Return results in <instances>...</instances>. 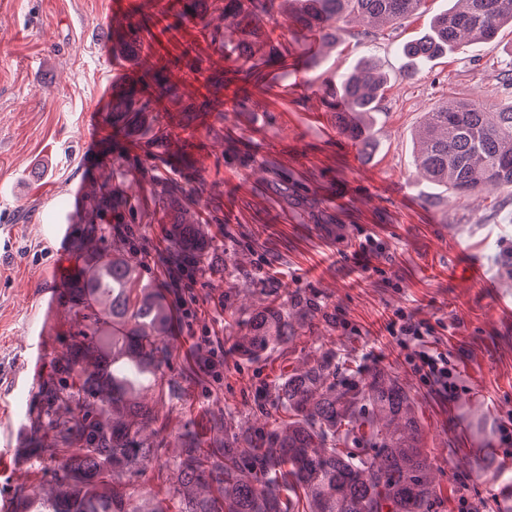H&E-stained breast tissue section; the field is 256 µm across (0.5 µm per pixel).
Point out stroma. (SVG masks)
Here are the masks:
<instances>
[{"label":"stroma","instance_id":"obj_1","mask_svg":"<svg viewBox=\"0 0 512 512\" xmlns=\"http://www.w3.org/2000/svg\"><path fill=\"white\" fill-rule=\"evenodd\" d=\"M132 2L0 0V512H16L19 486L50 477L28 459L27 448L38 386L75 330L63 287L79 231L70 200L100 174L110 129L89 124L86 115L108 114L112 80L124 70L112 59V20L129 17ZM169 4L153 0L158 24L143 62L192 45L206 70L182 77L180 92L198 103L216 95L224 100L223 138L202 123L171 130L195 144L197 168L188 172L187 186L206 187L198 211L208 214L217 203L224 212L228 275H197V305L212 306L229 290L254 299L257 279L271 274L289 291L314 294L345 325L315 319L302 341L265 361L225 356L223 390L188 387L182 409L167 417L166 439L177 441L216 406L250 408L256 382L319 348L361 364L375 352L383 366L404 373L393 339L377 333L383 314L401 306L435 327L461 372L463 391L448 407L415 378L407 380L440 470L437 512H457L462 495L482 503L481 512L512 507V446L501 445L497 433L498 419L512 414V187L447 194L419 180L412 164L414 131L435 104L474 100L491 110L512 104L502 86L512 64V27L495 41L414 70L402 47L428 31L448 0H427L364 44L365 24L352 17L316 66L261 67L240 106L210 81L211 73L235 69V56L213 54L201 22L174 23ZM361 60L387 76L369 157L337 130L322 103L326 85ZM267 158L287 169L288 196L262 174ZM363 232L390 246L374 260L382 275L370 280L340 256L345 239ZM141 247L145 281L176 301L181 286L158 261L168 247L161 225H142ZM469 259L478 262L484 284L457 274ZM53 294L58 309L49 321L43 299Z\"/></svg>","mask_w":512,"mask_h":512}]
</instances>
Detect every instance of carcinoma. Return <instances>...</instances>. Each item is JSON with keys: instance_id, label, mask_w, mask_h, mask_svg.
<instances>
[{"instance_id": "cac0c4a2", "label": "carcinoma", "mask_w": 512, "mask_h": 512, "mask_svg": "<svg viewBox=\"0 0 512 512\" xmlns=\"http://www.w3.org/2000/svg\"><path fill=\"white\" fill-rule=\"evenodd\" d=\"M426 0H174L181 19L200 18L213 51L236 54V74L247 84L262 63H285L271 34L287 20L298 38L336 42L338 23L352 14L383 28L417 13ZM512 24V0H454L430 32L403 46L414 63L450 50L495 39ZM146 25L112 26V57L135 62L151 48ZM189 50L156 71L130 72L112 85L107 124L112 146L103 179L84 192L76 250L84 270L64 283L75 308L76 330L67 354L55 360L39 386L42 405L30 458L50 469L51 488L23 485L16 512H433L439 470L424 439L415 397L396 372L361 365L338 379L332 351L316 352L262 388L256 409L266 417L255 427L250 414L219 407L207 425L171 448L161 438L160 409L183 403L199 381L191 363H178L168 341L169 305L143 282L137 224H162L170 267L187 281L205 268L224 275V212L199 215L182 182L157 173L159 163L186 159L193 144L176 143L158 114L185 126L200 120L211 134L224 133V103L185 102L174 74L202 70ZM385 77L362 62L328 87L324 103L339 132L372 147L370 119ZM417 176L436 188L467 195L487 184L512 186V105L491 111L475 101L449 100L425 114L413 136ZM269 181L288 193V173L262 162ZM154 171L149 193L135 191L131 175ZM117 224V234L106 225ZM258 300L242 314L231 296L222 299L232 318L231 351L258 360L303 336L321 309L295 292L282 300L283 285L261 280ZM94 305L85 306L86 300ZM175 464L157 470L166 497L142 493L134 477L160 454Z\"/></svg>"}]
</instances>
